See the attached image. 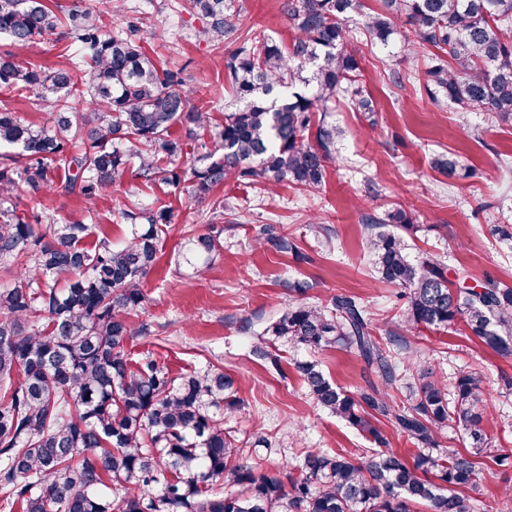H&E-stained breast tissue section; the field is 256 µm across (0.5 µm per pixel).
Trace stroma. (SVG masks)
Instances as JSON below:
<instances>
[{
	"label": "stroma",
	"mask_w": 512,
	"mask_h": 512,
	"mask_svg": "<svg viewBox=\"0 0 512 512\" xmlns=\"http://www.w3.org/2000/svg\"><path fill=\"white\" fill-rule=\"evenodd\" d=\"M177 0H127L149 15L142 45L164 66L181 73L196 99L213 101L224 81V59L235 47L215 48L193 32L201 23L177 9ZM283 0H243L240 36L266 35L289 43L292 30L281 10ZM365 91L380 104L376 112H354L336 102L328 113L340 136L326 164L319 192L281 185L275 193L227 180L220 194L225 214L236 223H209V206L195 201L185 187L157 184L143 202L159 199L171 211L161 258L151 274L144 308L131 319L146 325V335L128 345L132 359L149 357L172 376L223 365L239 379L243 409L225 416L224 426L249 443L263 429L271 445L251 447L249 454L264 469L295 464L308 448L343 450L358 455L371 443L348 423L317 409L292 367L302 353L279 344L284 362L275 370L251 349L265 325L288 305L287 282L312 285V303H327L335 294L355 296L369 313L378 336L396 329L403 305L396 287L379 282L366 252L363 214L402 208L413 231L404 239L411 254L428 253L446 267L449 278L468 275L470 284L502 282L512 286V240L500 239L494 226L512 227V123L484 112L462 113L450 103L433 104L424 82L394 86L395 73L425 71L430 47L417 58L388 55L365 37L355 40ZM455 154L460 177L434 171L429 160ZM274 224L293 239L297 254L255 246L261 225ZM217 236L220 255L204 278L186 276L178 264L189 230ZM422 365L450 378L462 366L482 370L485 387L494 392L501 374L512 376V358L480 348L463 324L427 330L413 337ZM344 390L364 386L369 373L354 350L333 347L315 355ZM493 447L506 454L504 465H490L474 491L479 512H512V398L496 396L484 422Z\"/></svg>",
	"instance_id": "1"
}]
</instances>
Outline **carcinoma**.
<instances>
[{
    "label": "carcinoma",
    "mask_w": 512,
    "mask_h": 512,
    "mask_svg": "<svg viewBox=\"0 0 512 512\" xmlns=\"http://www.w3.org/2000/svg\"><path fill=\"white\" fill-rule=\"evenodd\" d=\"M201 20L198 36L219 47L236 37L224 61L231 99L224 121L215 106L196 102L176 72L163 68L141 44L142 19L109 28L100 10L73 4L58 17L43 0H0V37L13 51L0 55V87L33 94L50 115L24 123L0 109V508L3 512H475L468 491L484 479L489 459L508 456L489 446L482 423L492 403L483 375L470 367L452 383L418 365V350L397 341L398 358L374 334L357 298L338 294L311 304L306 281L288 283L294 301L257 336L253 353L280 369L269 348L278 340L313 353L352 348L375 378L354 392L328 378L315 359L293 363L313 404L350 424L375 447L360 455L308 448L298 464L270 473L244 455L224 429V415L241 410L237 379L220 366L178 377L152 360L130 359L127 346L147 332L130 321L147 301L145 285L160 260L170 223L165 205L133 204L121 211L130 237L114 244L96 235L100 198L126 178L132 188L157 182L191 184L200 199L234 178L267 190L288 182L323 187L325 163L339 131L326 117L342 96L355 112H374L361 86L350 21L381 49L408 26L418 46L442 52L425 70L432 101L463 111L491 112L512 121V0H380L363 13V0H284L294 30L289 44L237 36L243 0H188ZM54 34L75 48L67 67L45 69L18 60L39 36ZM82 100L85 111H73ZM181 124L197 142L187 168L171 136ZM209 133L212 143L199 131ZM433 168L454 178L456 157L437 155ZM48 194L78 196L86 220H59L46 208L28 215L3 203L24 196L41 204ZM367 251L383 283L401 289L402 330L462 322L479 344L512 356V287L480 289L449 281L434 256H410L392 224L413 230L394 209L368 216ZM259 248L297 252L273 224L260 227ZM220 241L188 237L181 260L199 277L215 263ZM410 405L391 396L401 371ZM416 447L408 460L390 450L379 424ZM454 423L466 451L436 454L441 429ZM222 483L236 494L214 490ZM112 487L108 496L100 488Z\"/></svg>",
    "instance_id": "obj_1"
}]
</instances>
